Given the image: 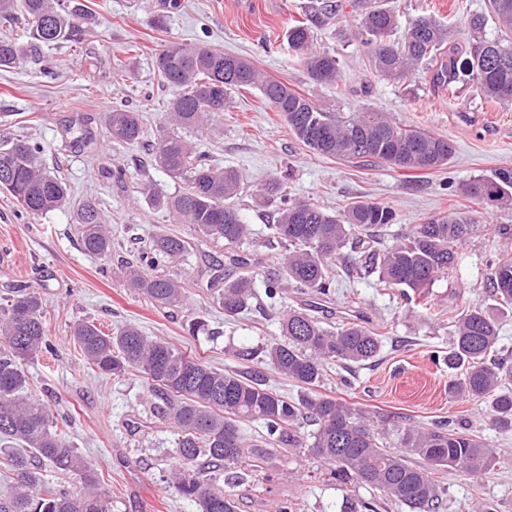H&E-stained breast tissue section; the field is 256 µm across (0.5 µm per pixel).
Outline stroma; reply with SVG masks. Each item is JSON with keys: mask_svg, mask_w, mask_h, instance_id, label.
<instances>
[{"mask_svg": "<svg viewBox=\"0 0 512 512\" xmlns=\"http://www.w3.org/2000/svg\"><path fill=\"white\" fill-rule=\"evenodd\" d=\"M95 18L82 46L60 43L41 59L22 60L0 71V139L26 137L45 148L48 165H59L73 202L94 200L112 230V254L86 255L72 209L26 216L7 194H0V298L17 288L35 291L45 303L51 351L28 361L31 386L47 403L64 442L90 462L112 500V512H196L194 504L169 486L176 435L144 394L143 379L103 376L84 360L70 335L80 321L103 331L134 323L146 336L201 357L213 367L242 368L234 352L279 337L283 314L300 300L285 290L276 300L234 321L224 318L208 284L210 267L225 264L224 246L205 240L188 224L171 223L150 200L151 193L174 192L175 182L154 166L140 167L173 96L153 68L155 53L178 42L206 46L250 60L269 77L287 83L333 112L365 105L390 113L399 124L450 140L455 153L443 169L412 174L389 167H357L310 153L289 133L285 122L258 90L235 93L233 108L208 129L187 130L200 141L212 163L236 170L243 190L233 200L251 229L241 253L259 258L257 291L279 274V246L269 226L275 208L254 196L266 180L283 179L289 194L312 200L333 212L353 201L376 202L396 213L382 242L390 246L427 217L466 211L480 229L456 249L448 275L436 280L426 305L407 301L401 289L383 288L376 276L337 283L326 298L329 322L359 317L379 332L382 350L362 365L329 366L322 394L344 398L366 410L397 415L404 423L431 426L453 420L498 451L489 472L465 476L447 471L440 512H512V431L490 425L487 405L450 395L448 366L454 323L472 306L501 321L499 357L512 362V314L503 313L487 282L492 265L512 253V239L496 228L512 226V203H479L464 197L459 184L512 169V105L484 99L469 86L437 85L424 65L405 84L377 79L366 47L357 35V15L344 6L337 18L314 26L317 47L336 50L337 84L313 82L289 52L286 33L304 19L310 0H84ZM401 21L423 13L455 24L453 45L466 46L468 17L484 12L486 0H387ZM163 25H153L154 16ZM121 60L123 70L113 73ZM139 112L144 137L129 146L108 138L109 112ZM87 138L80 148L71 141ZM127 175L119 179L117 168ZM175 233L191 248L182 262L166 265L181 280L185 303L159 308L131 294L122 267L137 259L151 236ZM206 321L215 341L188 333L191 319ZM238 512H357L361 503L378 512H408L387 503L374 488L338 480L333 465L303 449L274 451L269 462L238 490Z\"/></svg>", "mask_w": 512, "mask_h": 512, "instance_id": "1", "label": "stroma"}]
</instances>
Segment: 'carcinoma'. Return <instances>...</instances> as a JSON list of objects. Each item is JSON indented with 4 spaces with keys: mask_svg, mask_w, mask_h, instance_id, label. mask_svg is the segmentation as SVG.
Listing matches in <instances>:
<instances>
[{
    "mask_svg": "<svg viewBox=\"0 0 512 512\" xmlns=\"http://www.w3.org/2000/svg\"><path fill=\"white\" fill-rule=\"evenodd\" d=\"M359 33L368 47L372 71L381 79L399 82L419 65L438 64L433 81L451 86L462 83L486 99L512 104V0H487L486 12L468 20L470 39L465 49L445 51L454 33L430 14L411 19L404 39L391 40L398 28L395 11L381 0H354ZM310 19L322 23L338 15L339 4L318 0ZM91 13L81 0H0V27L24 21L30 42L20 46L0 36V70L19 63L25 52L72 42L89 31ZM493 22L497 35L486 34ZM288 49L295 53L309 78L334 84L340 77L336 52L313 47L312 27L297 20L288 29ZM154 68L164 84L176 91L163 129L150 144L154 165L182 188L155 195L177 224H190L202 236L236 246L248 239L249 225L229 204L241 192L238 173L210 162L198 146L185 139L182 129L201 130L233 107V93L255 88L287 122L293 136L312 152L352 162L359 167L388 165L408 172L439 169L453 157L454 146L421 129L406 128L375 108L365 107L346 116L329 112L288 84L264 75L252 62L211 49L171 43L154 57ZM111 139L133 145L143 138L140 115L125 109L108 114ZM44 146L25 139L0 143V190L9 193L24 213L39 216L60 209L69 201L67 183L43 162ZM459 192L477 201L512 198V170L495 179L475 178ZM267 201L280 199L273 224L281 247L279 279L268 286L275 297L285 288L302 295L326 296L338 271L336 258L349 279L377 274L378 284L407 288L423 298L430 286L454 265L455 247L469 241L478 225L467 213L451 211L414 226L399 244L383 251L365 249L342 256L352 236H377L395 220L382 204L360 201L328 214L311 201L284 194L283 182L272 178L261 189ZM80 242L85 254L106 257L112 252L110 230L97 204L85 200L78 208ZM188 252V242L177 234L152 237L137 264L125 272L126 287L160 308L180 307L185 301L181 281L155 272L160 263H175ZM233 271L224 274L217 289L224 318L234 320L251 310L256 299L249 260L228 256ZM488 281L504 310L512 311V257L499 260ZM499 324L480 307L456 321L448 363L463 368L461 378L448 383L456 395L486 399L489 418L499 429L512 430V364L493 359ZM281 337L261 349L241 347L243 361L262 356V363L303 390L288 398L267 385L259 370H220L202 359L162 341L153 340L134 324L113 335L83 322L72 336L87 361L100 374L115 378L135 371L142 374L154 408L177 429L178 465L172 485L197 512H237L234 489L249 482L253 463L265 457L262 445H300L297 433L306 423L315 426L309 452L336 465L342 480L356 479L375 487L381 496L407 506L411 512H436L441 487L436 474L453 469L479 475L494 466L497 450L454 422L433 428L411 426L389 414L375 425L368 412L316 392L328 362L363 364L381 348L380 334L355 321L334 326L315 314L314 305L301 302L280 322ZM50 349L44 325L42 298L19 292L0 303V442L11 445L0 459V476L12 491L0 495V512H112V502L101 491V479L77 449L64 444L57 423L43 400L29 387L24 362ZM258 422L264 433L251 440L242 424ZM395 438L401 452L387 447ZM423 460L415 466L407 457ZM79 477L83 491L74 494L47 481L42 464Z\"/></svg>",
    "mask_w": 512,
    "mask_h": 512,
    "instance_id": "obj_1",
    "label": "carcinoma"
}]
</instances>
